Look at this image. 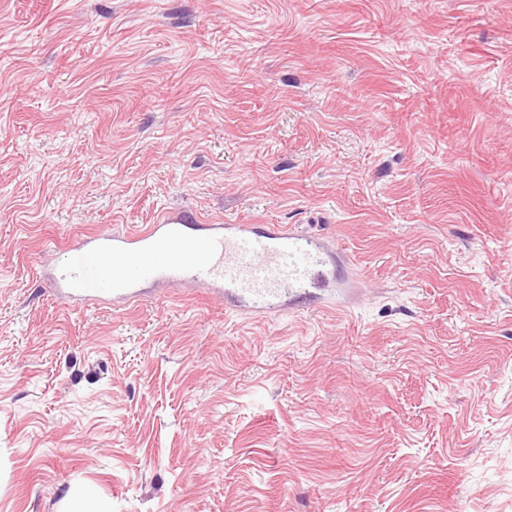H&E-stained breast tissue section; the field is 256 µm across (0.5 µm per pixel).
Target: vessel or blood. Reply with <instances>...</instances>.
Instances as JSON below:
<instances>
[{
	"label": "vessel or blood",
	"instance_id": "1",
	"mask_svg": "<svg viewBox=\"0 0 512 512\" xmlns=\"http://www.w3.org/2000/svg\"><path fill=\"white\" fill-rule=\"evenodd\" d=\"M340 257L322 235L286 224H231L167 208L139 230L84 236L42 266L44 288L67 305L128 306L145 290H199L242 314L288 312L311 289L336 285Z\"/></svg>",
	"mask_w": 512,
	"mask_h": 512
}]
</instances>
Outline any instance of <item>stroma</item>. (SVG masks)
I'll return each mask as SVG.
<instances>
[{
    "label": "stroma",
    "mask_w": 512,
    "mask_h": 512,
    "mask_svg": "<svg viewBox=\"0 0 512 512\" xmlns=\"http://www.w3.org/2000/svg\"><path fill=\"white\" fill-rule=\"evenodd\" d=\"M188 207L350 259L253 320L36 268ZM512 512V0H0V512Z\"/></svg>",
    "instance_id": "1"
}]
</instances>
